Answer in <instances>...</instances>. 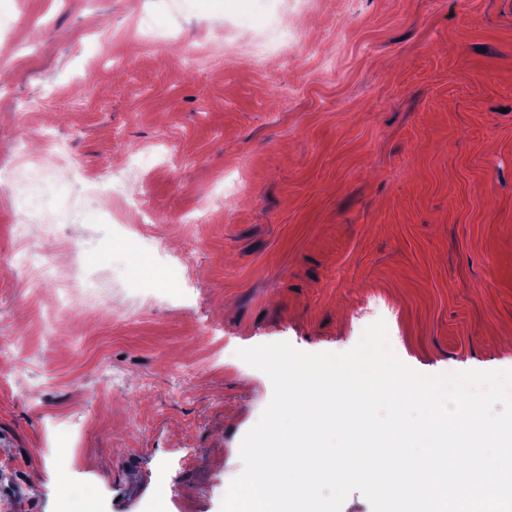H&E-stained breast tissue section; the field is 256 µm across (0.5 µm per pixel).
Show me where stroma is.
Wrapping results in <instances>:
<instances>
[{"label":"stroma","instance_id":"35a3bbf8","mask_svg":"<svg viewBox=\"0 0 512 512\" xmlns=\"http://www.w3.org/2000/svg\"><path fill=\"white\" fill-rule=\"evenodd\" d=\"M280 11L247 35L233 0L0 16V512H221L273 393L238 350L348 351L375 302L419 373L512 369V0H308L295 55L255 59ZM50 138L74 179L16 197ZM22 235L73 310L30 288Z\"/></svg>","mask_w":512,"mask_h":512}]
</instances>
